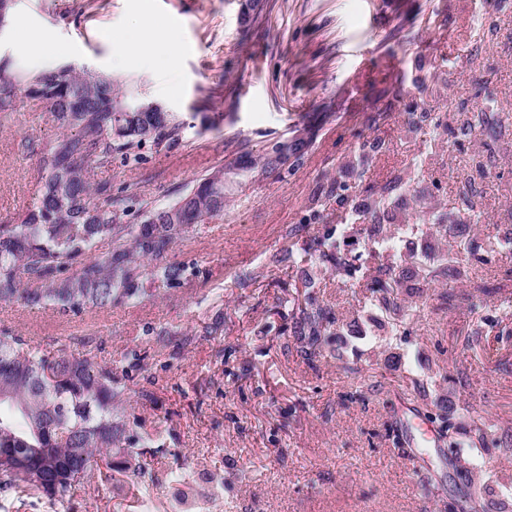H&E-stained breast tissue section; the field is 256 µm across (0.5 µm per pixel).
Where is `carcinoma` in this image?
Here are the masks:
<instances>
[{"label": "carcinoma", "mask_w": 512, "mask_h": 512, "mask_svg": "<svg viewBox=\"0 0 512 512\" xmlns=\"http://www.w3.org/2000/svg\"><path fill=\"white\" fill-rule=\"evenodd\" d=\"M24 97L53 104L49 112L61 132L38 143L44 179L38 199L21 223L0 224V303L70 316L118 304L135 306L150 283L171 291L199 277L200 270L173 260L170 250L194 228L224 217V166L205 171L168 203L141 195L135 183L115 189L109 180L94 179V169L109 167L116 158L136 165L147 144L171 148L181 133L174 116L114 110L112 103L129 94L95 72L71 67L68 74L53 76L49 71L9 72L1 64L0 116L17 111ZM279 147L280 142L273 143L249 168L268 172ZM374 209V204L363 203L353 209L356 223L322 225L304 252L328 264L326 271L342 282L355 279L359 256L346 250L343 240L361 234L357 221ZM428 231L420 224L371 227L375 249L382 252L407 249L410 238ZM105 241L112 249L94 253L96 244ZM510 243L512 229L503 237H487L478 249L494 255ZM411 258L410 272H398L390 264L378 268L371 286L377 309L396 308L401 280L408 276L446 286L465 255L425 251L420 258L413 250ZM301 287L293 298L297 333L312 349L333 321L312 291V279L305 277ZM131 368L89 352L60 349L51 356L24 337L1 331L0 450L9 454L0 456V491L62 502L97 471L137 499L150 497L146 463L137 447H152L162 431L126 433ZM428 418L448 449V464L467 481L473 459L488 449L512 455V436L500 433L488 417L470 415L464 422L436 404ZM463 446L470 448L466 456L458 452ZM486 494V486L471 484L448 510L487 512Z\"/></svg>", "instance_id": "obj_1"}]
</instances>
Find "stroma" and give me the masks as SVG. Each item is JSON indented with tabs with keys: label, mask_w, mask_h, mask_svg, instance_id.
<instances>
[{
	"label": "stroma",
	"mask_w": 512,
	"mask_h": 512,
	"mask_svg": "<svg viewBox=\"0 0 512 512\" xmlns=\"http://www.w3.org/2000/svg\"><path fill=\"white\" fill-rule=\"evenodd\" d=\"M158 23L162 35L130 52L127 38ZM0 61L15 71L88 69L164 103L182 124L179 143L95 172L116 186L138 182L152 198L173 197L241 153L261 155L301 133L311 140L297 167L226 170L224 217L171 251L200 269L190 287L71 318L0 304V330L49 352H139L127 428L163 432L143 454L150 501L94 479L57 509L2 492L0 512H448L462 482L418 399L403 394L418 381L428 399L512 435V340L498 339L512 331V306L502 304L512 297V250L469 258L447 286L401 288L400 312L385 313L371 305L379 260L366 237L353 246L365 275L347 285L302 247L318 225L380 198L387 205L375 223L427 215L449 225L417 240L420 248L445 251L512 228V0H14ZM478 111L484 126L463 135ZM379 112L388 118L378 124ZM57 131L36 99L0 121V224L38 198L36 146ZM377 140L384 149L367 153ZM289 231L298 245L290 258ZM307 274L335 328L361 327L344 350L324 342L306 352L295 333L288 287ZM216 292L224 327L205 336ZM484 318L493 327H481ZM398 319L411 338L393 369L385 337ZM149 329L168 335L148 348ZM347 362L359 376L344 371ZM151 376L161 381L155 399L139 400ZM396 418L428 461L431 487L393 445ZM179 466L187 485L169 480ZM216 474L226 481L220 494ZM472 474L491 502L512 505V457L487 452Z\"/></svg>",
	"instance_id": "obj_1"
}]
</instances>
